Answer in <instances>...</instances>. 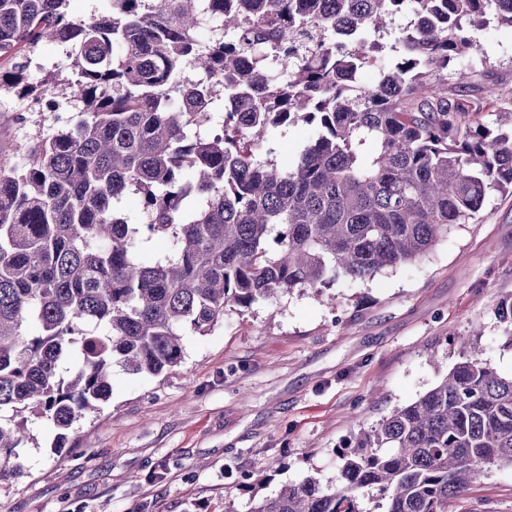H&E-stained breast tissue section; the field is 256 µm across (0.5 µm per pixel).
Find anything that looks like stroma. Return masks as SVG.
<instances>
[{
    "label": "stroma",
    "instance_id": "35a3bbf8",
    "mask_svg": "<svg viewBox=\"0 0 512 512\" xmlns=\"http://www.w3.org/2000/svg\"><path fill=\"white\" fill-rule=\"evenodd\" d=\"M476 40L470 94L490 103L492 123L512 112V29L491 24ZM30 57L29 82L78 119L64 51L41 44ZM57 129L52 113L0 91L1 160ZM510 295L512 194L493 191L478 218L450 226L416 262L232 308L206 335L186 331L183 360L165 374L113 367L108 400L61 450L56 429L30 419L24 473L0 493V512H247L252 497L287 484H335L339 448L435 387L458 362L460 337L512 376L495 313ZM449 509L512 512V466L484 467Z\"/></svg>",
    "mask_w": 512,
    "mask_h": 512
}]
</instances>
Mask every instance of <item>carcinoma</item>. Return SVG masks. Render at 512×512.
I'll list each match as a JSON object with an SVG mask.
<instances>
[{"mask_svg": "<svg viewBox=\"0 0 512 512\" xmlns=\"http://www.w3.org/2000/svg\"><path fill=\"white\" fill-rule=\"evenodd\" d=\"M67 2L0 0V89L47 94L20 58L55 40L84 103L76 124L0 161L1 483L23 474L24 414L52 422L61 448L107 399L112 366L158 376L182 362L186 328L370 280L475 219L489 191L512 192V112L490 126L466 94L475 74L448 84L476 31L512 27V0H109L88 21ZM407 12L384 42L386 19ZM208 13L222 33L203 45ZM187 63L205 78L181 80ZM374 65L375 85L347 84ZM218 87L233 108L203 136ZM298 122L316 136L293 162L260 157L270 130ZM129 191L140 224L121 209ZM159 239L169 248L151 251ZM496 315L512 346V296ZM341 456L336 484H288L248 512H369L372 492L384 512H449L482 466H512V378L464 351Z\"/></svg>", "mask_w": 512, "mask_h": 512, "instance_id": "carcinoma-1", "label": "carcinoma"}]
</instances>
